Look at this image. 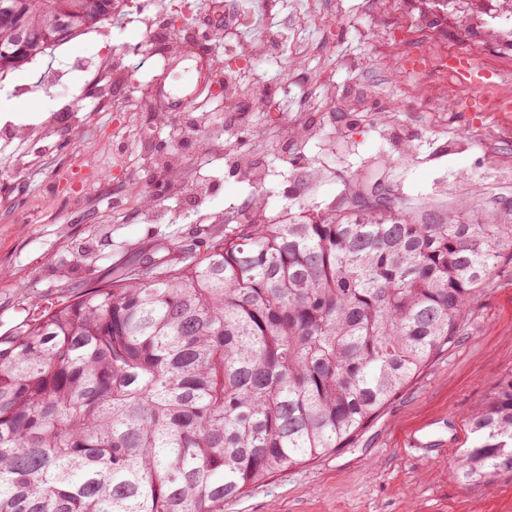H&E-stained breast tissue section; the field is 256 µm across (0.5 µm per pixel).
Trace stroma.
I'll list each match as a JSON object with an SVG mask.
<instances>
[{
    "label": "stroma",
    "mask_w": 512,
    "mask_h": 512,
    "mask_svg": "<svg viewBox=\"0 0 512 512\" xmlns=\"http://www.w3.org/2000/svg\"><path fill=\"white\" fill-rule=\"evenodd\" d=\"M268 14L284 16L285 0H265ZM320 22L303 34L280 27L279 51L261 57L245 74L255 91H267L274 105L255 107L246 99L240 112H228L217 97L200 99L165 123L146 111L144 95L156 91L153 64L134 68L127 84L113 86L112 104L100 108L92 77L101 58L122 45L143 44L144 27L120 13L35 61L0 76L7 89L21 90L23 111L0 118V140L31 163L25 174L0 154V333L25 317L108 278L124 266L176 257L205 233L224 230L222 215L245 208L256 188L211 153L203 174L210 184L196 196L183 181L155 169L160 151L196 153L205 137L238 144L248 153L263 151L269 180L265 200L271 214L323 210L341 200L349 183L365 192L384 187L427 198L448 193V208L484 221L512 210V112H497L491 100L512 92V12L485 0L484 26L460 31L455 18L463 5L425 11L417 26L411 0H392L378 20L365 13V0H325ZM171 33L194 39L208 62L226 60L232 48L218 39L205 13L207 0H140ZM374 26L384 48L395 32L408 28L415 48H438L472 55L492 68L491 86L424 105L407 96L420 84L438 89L442 74L394 76L383 55L368 53L360 30ZM356 57L348 70L339 59ZM333 77L338 102H330L315 78ZM368 95L371 108L348 112L342 99ZM86 115V122L57 126L52 145L33 141L25 128L39 123L42 105ZM397 110L389 119L388 105ZM302 109L314 136L285 137L278 108ZM206 114L209 122L190 130L189 121ZM342 128L344 138L331 133ZM466 136V148L452 147ZM79 164L94 168L90 185L71 176ZM136 174L145 193L177 217L169 224L144 222L139 198L125 189ZM512 376V260L503 259L492 285L465 318L455 343L435 354L342 448L306 459L224 502V512H512V470L490 483L461 479L459 455L472 447L469 412L482 407L498 382ZM421 444L411 447L410 437Z\"/></svg>",
    "instance_id": "stroma-1"
}]
</instances>
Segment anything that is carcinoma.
<instances>
[{"instance_id": "obj_1", "label": "carcinoma", "mask_w": 512, "mask_h": 512, "mask_svg": "<svg viewBox=\"0 0 512 512\" xmlns=\"http://www.w3.org/2000/svg\"><path fill=\"white\" fill-rule=\"evenodd\" d=\"M116 0H0V74ZM399 197L227 226L0 334V512H224L342 447L451 345L512 255V210L418 220ZM467 481L512 469V377L469 418Z\"/></svg>"}]
</instances>
